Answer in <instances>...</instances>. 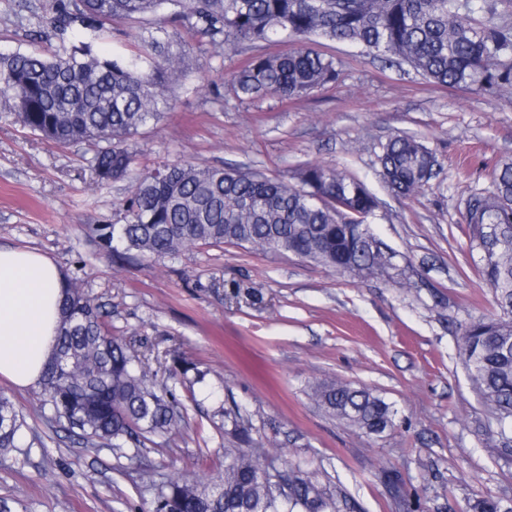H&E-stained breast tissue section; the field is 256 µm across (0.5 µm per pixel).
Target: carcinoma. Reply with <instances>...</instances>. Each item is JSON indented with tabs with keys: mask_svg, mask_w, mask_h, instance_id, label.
<instances>
[{
	"mask_svg": "<svg viewBox=\"0 0 512 512\" xmlns=\"http://www.w3.org/2000/svg\"><path fill=\"white\" fill-rule=\"evenodd\" d=\"M167 8L173 22L214 45H263L288 40L295 48L259 54L231 77L237 97L267 94L288 100L336 82V58L310 42H350L399 57L434 84L512 91V0H53L50 23L81 39L50 55L0 57V94L13 101L23 127L66 147L95 146L89 161L99 183L123 179L137 164L128 144L138 129L171 108L190 43L173 47L153 33L136 50L102 57L95 43L117 20L143 19ZM377 161L397 196L424 189L435 175L436 154L406 133L391 136ZM298 184L218 166L175 162L143 173L122 205L125 222L97 224L103 246L129 259H161L189 245L247 246L294 255L339 274L391 277L393 265L365 240L376 197L354 174L304 165ZM470 247L490 253L480 272L503 316L465 331L461 358L491 412L512 428V162L490 188L466 201ZM102 307L82 285L64 293L54 355L40 382L37 411L50 409L59 428L85 446L146 447L154 435L178 429L180 403L165 374L184 376L196 365L175 359L152 370L145 356L112 335ZM325 411L368 435L394 427L395 412L365 388L330 381L313 393ZM26 419L0 395V454L18 448ZM224 432L241 444L224 449V471L211 488L176 476L155 487L153 512H355L318 477L288 471V494L261 480L263 449L253 447L239 408L224 410Z\"/></svg>",
	"mask_w": 512,
	"mask_h": 512,
	"instance_id": "1",
	"label": "carcinoma"
}]
</instances>
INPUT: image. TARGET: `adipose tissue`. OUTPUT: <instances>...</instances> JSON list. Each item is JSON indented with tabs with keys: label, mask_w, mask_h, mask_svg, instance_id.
I'll return each mask as SVG.
<instances>
[{
	"label": "adipose tissue",
	"mask_w": 512,
	"mask_h": 512,
	"mask_svg": "<svg viewBox=\"0 0 512 512\" xmlns=\"http://www.w3.org/2000/svg\"><path fill=\"white\" fill-rule=\"evenodd\" d=\"M66 280L39 252L0 244V380L37 386L51 361Z\"/></svg>",
	"instance_id": "adipose-tissue-1"
}]
</instances>
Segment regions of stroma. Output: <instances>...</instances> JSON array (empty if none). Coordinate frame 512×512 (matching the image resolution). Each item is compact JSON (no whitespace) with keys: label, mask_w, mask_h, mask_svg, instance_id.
I'll return each mask as SVG.
<instances>
[{"label":"stroma","mask_w":512,"mask_h":512,"mask_svg":"<svg viewBox=\"0 0 512 512\" xmlns=\"http://www.w3.org/2000/svg\"><path fill=\"white\" fill-rule=\"evenodd\" d=\"M49 0H0V56L45 52L57 32L30 19ZM191 40L172 107L131 140L138 171L174 161L292 177L304 164L358 176L379 201L373 233L392 252V279L338 274L295 256L235 245L188 246L164 259L127 261L100 245L97 224L121 223L131 180L95 182L88 144L60 148L31 133L0 95V243L52 258L107 312L113 335L153 354L178 353L206 374L168 385L183 404L179 431L154 437L130 460L86 448L35 413L40 388L0 395L22 409L20 450L0 455L8 512H152L155 483L209 481L224 469V410L248 415L251 435L280 470L318 471L356 512H468L481 498L512 507V457L494 447L499 426L462 365L468 326L499 315L469 248L465 201L512 161V92L439 87L410 66L343 42L319 49L340 81L299 100L237 99L226 73L254 53L189 39L166 13L113 22L100 54L130 50L155 28ZM418 137L441 171L409 197L383 184L375 153L395 133ZM336 379L365 387L395 412L370 436L313 398ZM398 475L399 493L387 478Z\"/></svg>","instance_id":"stroma-1"}]
</instances>
